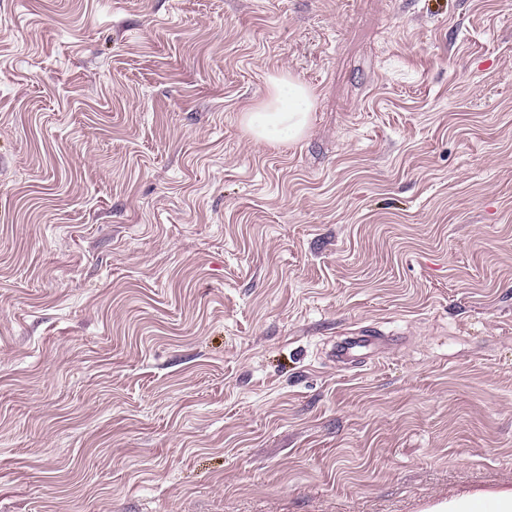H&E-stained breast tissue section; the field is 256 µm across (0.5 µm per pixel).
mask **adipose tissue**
I'll use <instances>...</instances> for the list:
<instances>
[{"label":"adipose tissue","mask_w":512,"mask_h":512,"mask_svg":"<svg viewBox=\"0 0 512 512\" xmlns=\"http://www.w3.org/2000/svg\"><path fill=\"white\" fill-rule=\"evenodd\" d=\"M312 91L294 79H278L268 99L246 113V126L256 140L274 143L297 140L309 124Z\"/></svg>","instance_id":"1"}]
</instances>
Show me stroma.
Returning a JSON list of instances; mask_svg holds the SVG:
<instances>
[{"mask_svg": "<svg viewBox=\"0 0 512 512\" xmlns=\"http://www.w3.org/2000/svg\"><path fill=\"white\" fill-rule=\"evenodd\" d=\"M505 489L512 0H0V512ZM312 91L294 79H277L268 99L246 113V126L257 141L297 140L309 124ZM388 344V339L384 336H375L361 334L353 336L339 342L335 348V357L338 363L347 365L356 360L359 350L367 351V354L378 355L382 353Z\"/></svg>", "mask_w": 512, "mask_h": 512, "instance_id": "obj_1", "label": "stroma"}]
</instances>
